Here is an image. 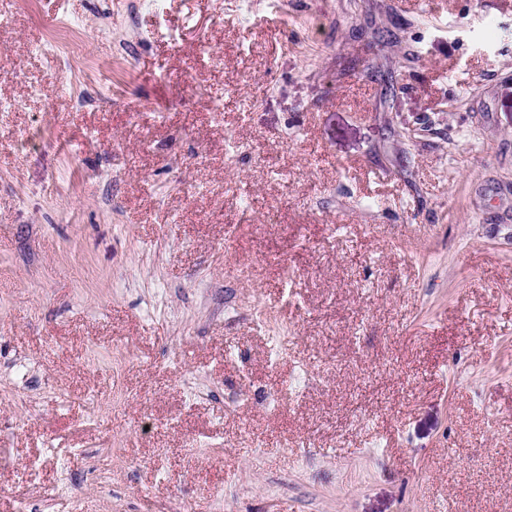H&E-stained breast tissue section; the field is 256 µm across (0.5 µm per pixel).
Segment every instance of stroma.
I'll list each match as a JSON object with an SVG mask.
<instances>
[{
  "mask_svg": "<svg viewBox=\"0 0 512 512\" xmlns=\"http://www.w3.org/2000/svg\"><path fill=\"white\" fill-rule=\"evenodd\" d=\"M0 512H512V0H0Z\"/></svg>",
  "mask_w": 512,
  "mask_h": 512,
  "instance_id": "35a3bbf8",
  "label": "stroma"
}]
</instances>
